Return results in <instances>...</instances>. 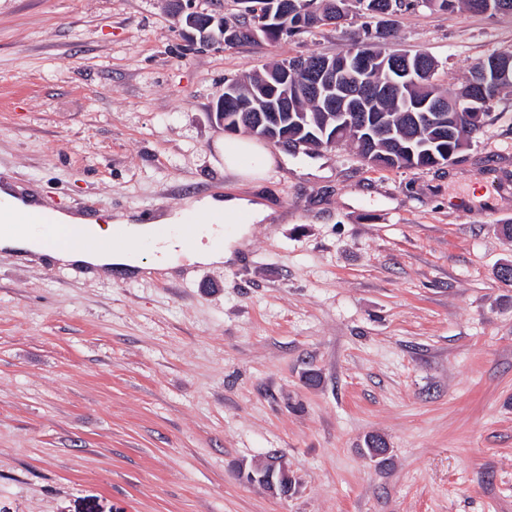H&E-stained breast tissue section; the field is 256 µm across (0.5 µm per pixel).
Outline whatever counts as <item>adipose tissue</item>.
<instances>
[{
	"mask_svg": "<svg viewBox=\"0 0 512 512\" xmlns=\"http://www.w3.org/2000/svg\"><path fill=\"white\" fill-rule=\"evenodd\" d=\"M224 169L243 182L260 185L275 159L252 138L239 137L219 147ZM269 203L251 196L187 199L183 209L146 222L126 214L115 222L124 225L127 240L109 251L95 249L96 241L108 238L112 226L80 215L41 206L32 196L19 195L10 182L0 183V250L45 255L63 264L85 266L106 273H132L143 266L142 245H149L152 265L170 267L173 258L185 255L191 262L220 265L232 261L250 225L269 221Z\"/></svg>",
	"mask_w": 512,
	"mask_h": 512,
	"instance_id": "obj_1",
	"label": "adipose tissue"
}]
</instances>
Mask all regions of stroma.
<instances>
[{"label":"stroma","mask_w":512,"mask_h":512,"mask_svg":"<svg viewBox=\"0 0 512 512\" xmlns=\"http://www.w3.org/2000/svg\"><path fill=\"white\" fill-rule=\"evenodd\" d=\"M360 25L222 49L171 0H0V180L106 219L220 187L276 211L221 266L0 251V512H512V95L451 167L304 147L255 190L217 149L226 80L343 53ZM391 25L380 49L427 52L448 91L512 53V13ZM272 454L288 497L239 476Z\"/></svg>","instance_id":"stroma-1"}]
</instances>
